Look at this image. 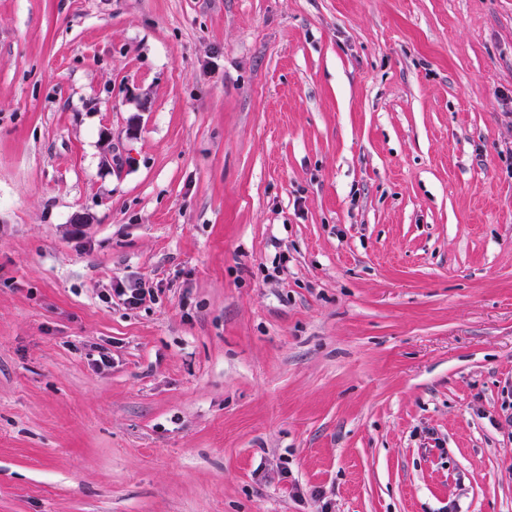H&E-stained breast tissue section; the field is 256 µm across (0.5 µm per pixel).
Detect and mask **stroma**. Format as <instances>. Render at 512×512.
I'll return each mask as SVG.
<instances>
[{
  "mask_svg": "<svg viewBox=\"0 0 512 512\" xmlns=\"http://www.w3.org/2000/svg\"><path fill=\"white\" fill-rule=\"evenodd\" d=\"M509 157L512 0H0V512H512Z\"/></svg>",
  "mask_w": 512,
  "mask_h": 512,
  "instance_id": "1",
  "label": "stroma"
}]
</instances>
